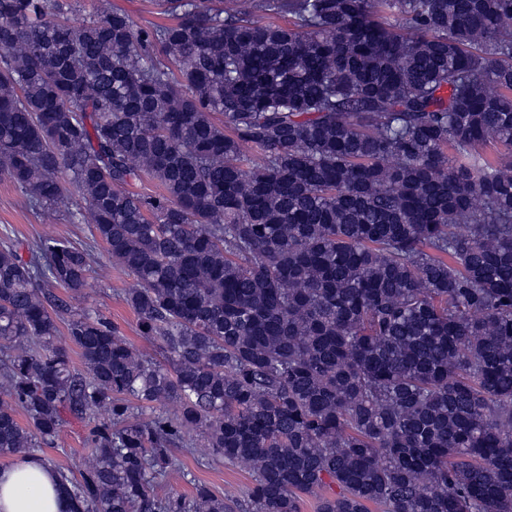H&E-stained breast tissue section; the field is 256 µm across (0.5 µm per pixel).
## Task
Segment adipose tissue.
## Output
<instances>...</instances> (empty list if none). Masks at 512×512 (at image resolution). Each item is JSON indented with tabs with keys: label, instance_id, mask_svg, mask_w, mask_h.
Masks as SVG:
<instances>
[{
	"label": "adipose tissue",
	"instance_id": "1",
	"mask_svg": "<svg viewBox=\"0 0 512 512\" xmlns=\"http://www.w3.org/2000/svg\"><path fill=\"white\" fill-rule=\"evenodd\" d=\"M67 505L63 485L38 457L0 465V512H66Z\"/></svg>",
	"mask_w": 512,
	"mask_h": 512
}]
</instances>
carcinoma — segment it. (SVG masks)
Wrapping results in <instances>:
<instances>
[{
  "instance_id": "1",
  "label": "carcinoma",
  "mask_w": 512,
  "mask_h": 512,
  "mask_svg": "<svg viewBox=\"0 0 512 512\" xmlns=\"http://www.w3.org/2000/svg\"><path fill=\"white\" fill-rule=\"evenodd\" d=\"M154 2L0 0V180L163 356L64 319L92 246L1 245L0 455L107 406L68 512H239L158 495L193 430L248 512H512V0ZM63 4L64 17L76 25L91 14L98 0H57ZM112 8L119 9L130 16L140 27L149 26L151 23H165L168 20L163 15H158L153 0H110ZM93 246V266L96 272L91 273L81 293L71 295L63 288L51 285L46 288L65 299L72 313L103 315L109 318L120 335L134 347L152 355L157 354L161 359L158 343L150 342L139 335L137 317L123 300L125 291L135 284L134 277L119 268H113L100 243Z\"/></svg>"
}]
</instances>
